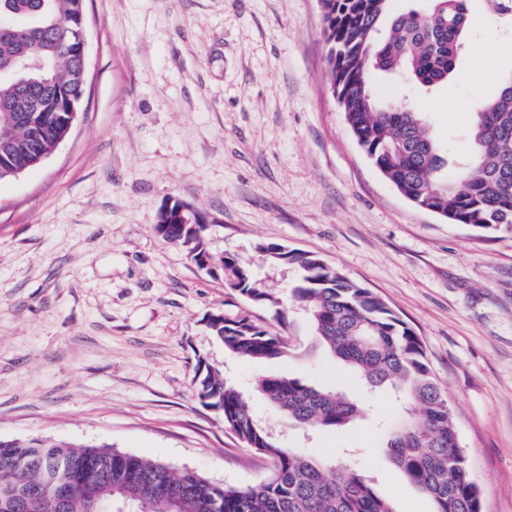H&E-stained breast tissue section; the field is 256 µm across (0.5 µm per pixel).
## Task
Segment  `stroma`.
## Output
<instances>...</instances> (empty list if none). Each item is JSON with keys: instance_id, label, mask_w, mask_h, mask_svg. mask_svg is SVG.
Here are the masks:
<instances>
[{"instance_id": "1", "label": "stroma", "mask_w": 512, "mask_h": 512, "mask_svg": "<svg viewBox=\"0 0 512 512\" xmlns=\"http://www.w3.org/2000/svg\"><path fill=\"white\" fill-rule=\"evenodd\" d=\"M87 83L68 137L0 181V440L101 443L247 487L271 461L198 396L205 359L258 423L308 458L348 461L397 512H434L391 463L406 412L381 392L343 431L301 428L258 391L265 376L350 397L360 382L281 327L288 356L247 361L206 327L248 309L222 272L154 230L180 202L214 256L251 265L273 292L294 268L258 242L313 252L381 297L421 338L448 395L481 512H512V230L446 223L404 197L357 143L334 95L320 0H86ZM470 51L424 96L446 158L467 155L478 101L512 75V37L471 0Z\"/></svg>"}]
</instances>
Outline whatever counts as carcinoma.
<instances>
[{"mask_svg": "<svg viewBox=\"0 0 512 512\" xmlns=\"http://www.w3.org/2000/svg\"><path fill=\"white\" fill-rule=\"evenodd\" d=\"M424 15L394 14L391 0H322L324 36L339 106L360 147L409 201H419L450 224L484 233L512 229V77L477 105L472 151L448 163L415 96L384 101L372 76L401 75L416 89L431 90L456 71L468 43L471 0H427ZM505 25L512 0H489ZM85 0H0V181L37 166L55 150L63 128L50 116L51 97L79 99L74 44L57 25L84 11ZM30 55L42 69L14 73ZM155 231L186 248L198 265H218L224 283L253 308H273L284 317L304 310L318 340L362 380L365 391L389 387L417 404L410 422L387 440L393 465L435 503V512H480V495L465 449L425 348L415 331L382 299L321 257L281 243L258 251L274 265L297 269L290 294L279 299L236 256L214 258L203 225L175 203L163 207ZM212 336L247 360L288 353L287 337L271 332L243 312L207 318ZM199 398L222 412L249 447L273 462L270 478L240 488L111 449L40 440H0V512H396L370 479L343 461L315 462L285 447L254 419L244 394L223 374L198 360ZM258 390L299 425L341 431L362 412L357 401L297 378L258 381ZM80 477L65 503L58 489ZM93 489L96 499L86 496Z\"/></svg>", "mask_w": 512, "mask_h": 512, "instance_id": "obj_1", "label": "carcinoma"}]
</instances>
